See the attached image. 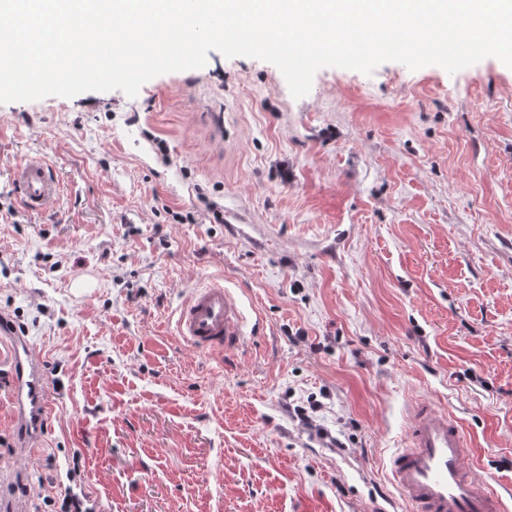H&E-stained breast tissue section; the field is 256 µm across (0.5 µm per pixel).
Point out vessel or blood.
I'll use <instances>...</instances> for the list:
<instances>
[{
    "label": "vessel or blood",
    "mask_w": 512,
    "mask_h": 512,
    "mask_svg": "<svg viewBox=\"0 0 512 512\" xmlns=\"http://www.w3.org/2000/svg\"><path fill=\"white\" fill-rule=\"evenodd\" d=\"M18 197L27 210L52 207L59 181L45 162L30 159L13 170ZM177 334L197 349L220 353L245 344L244 315L233 294L213 282L193 288L177 320ZM0 335L11 337L14 374V425L21 444L37 437L46 419L43 365L14 322L0 315ZM407 446L389 458L393 484L415 512H512L488 476L466 468L472 450L462 424L428 402L416 407L407 430Z\"/></svg>",
    "instance_id": "vessel-or-blood-1"
}]
</instances>
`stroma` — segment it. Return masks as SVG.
<instances>
[{
  "mask_svg": "<svg viewBox=\"0 0 512 512\" xmlns=\"http://www.w3.org/2000/svg\"><path fill=\"white\" fill-rule=\"evenodd\" d=\"M31 158L61 185L40 213ZM213 281L244 352L175 333ZM0 312L49 405L20 450L0 388L1 497L76 467L96 512H410L388 460L425 398L512 508V68L325 67L296 99L212 50L133 98L0 103ZM18 197L26 210L42 212L52 207L59 195V181L53 169L45 162L30 159L13 170Z\"/></svg>",
  "mask_w": 512,
  "mask_h": 512,
  "instance_id": "obj_1",
  "label": "stroma"
}]
</instances>
